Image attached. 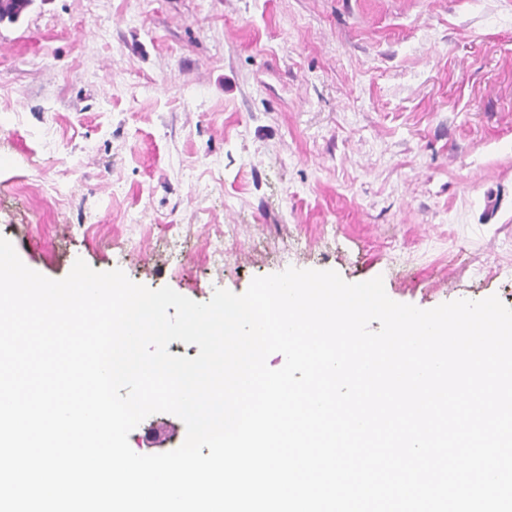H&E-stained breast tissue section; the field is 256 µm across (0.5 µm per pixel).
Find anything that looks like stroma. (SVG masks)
I'll use <instances>...</instances> for the list:
<instances>
[{"label": "stroma", "instance_id": "1", "mask_svg": "<svg viewBox=\"0 0 512 512\" xmlns=\"http://www.w3.org/2000/svg\"><path fill=\"white\" fill-rule=\"evenodd\" d=\"M0 237L201 303L295 267L512 307V0H32L0 23Z\"/></svg>", "mask_w": 512, "mask_h": 512}]
</instances>
